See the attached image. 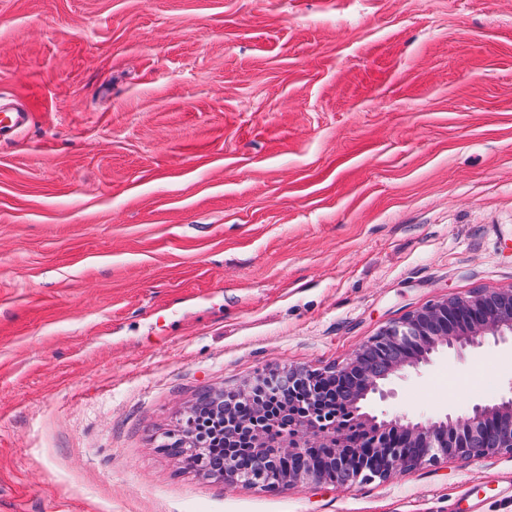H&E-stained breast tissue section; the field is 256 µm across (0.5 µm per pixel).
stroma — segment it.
Returning <instances> with one entry per match:
<instances>
[{
	"label": "stroma",
	"instance_id": "stroma-1",
	"mask_svg": "<svg viewBox=\"0 0 512 512\" xmlns=\"http://www.w3.org/2000/svg\"><path fill=\"white\" fill-rule=\"evenodd\" d=\"M0 97L34 114L0 144V512H512L507 453L269 492L159 448L200 391L512 288V0H0ZM386 387L465 415L512 344Z\"/></svg>",
	"mask_w": 512,
	"mask_h": 512
}]
</instances>
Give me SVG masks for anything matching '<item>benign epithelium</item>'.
Here are the masks:
<instances>
[{
  "label": "benign epithelium",
  "instance_id": "1",
  "mask_svg": "<svg viewBox=\"0 0 512 512\" xmlns=\"http://www.w3.org/2000/svg\"><path fill=\"white\" fill-rule=\"evenodd\" d=\"M512 337V289H475L465 296L447 297L411 311L383 327L343 365L311 371L289 367L269 371L241 389L252 415L263 414V395L281 392L309 375L349 381L354 429L364 438L355 442L353 455L343 453L352 431L325 426L312 413L288 423V436L270 444L263 430L255 433L262 473L257 486L277 491L293 486L332 482L353 486L376 478L416 470L439 460L512 454V397L496 403H475L466 416L413 422L404 416L390 420L362 409L370 397L384 398V381L406 368L432 362L443 350L461 351L488 339L505 342ZM391 359L385 371L374 369L378 352ZM308 458L301 469L288 467L296 457Z\"/></svg>",
  "mask_w": 512,
  "mask_h": 512
}]
</instances>
